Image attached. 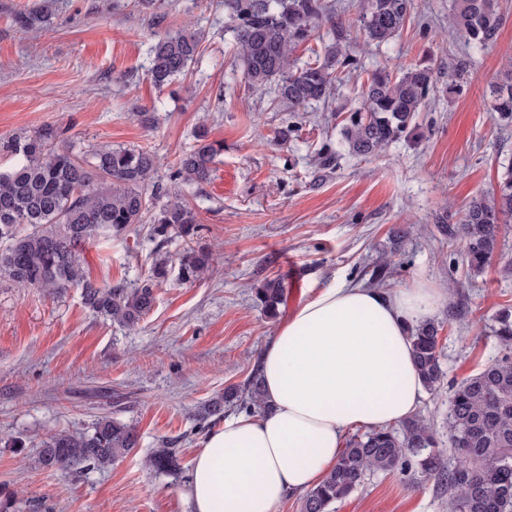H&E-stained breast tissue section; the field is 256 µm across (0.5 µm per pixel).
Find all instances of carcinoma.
Listing matches in <instances>:
<instances>
[{"instance_id":"1","label":"carcinoma","mask_w":512,"mask_h":512,"mask_svg":"<svg viewBox=\"0 0 512 512\" xmlns=\"http://www.w3.org/2000/svg\"><path fill=\"white\" fill-rule=\"evenodd\" d=\"M415 8L414 0H358L359 21L367 42L385 43L401 33ZM233 22L236 45L249 84L274 87L275 100L299 109L329 101L334 85L358 69L347 53L346 22L328 0H224ZM323 49L299 66L295 49L308 42L321 22ZM503 25L499 0H452L448 27L469 44L485 48L496 42ZM193 33H167L151 47V82L159 89L184 75L199 55ZM433 91L430 68L407 66L397 74L375 70L361 84L362 105L342 128L349 154L366 159L388 144L407 137L417 112ZM498 120L512 122V60L483 97ZM66 131L45 125L30 135L0 144L14 158L0 169V281L60 294L81 290L93 313L126 328L137 325L153 308L155 288L172 269L167 255L157 258L150 273L134 288L99 286L87 277L83 247L97 240L122 237L133 226L151 224L150 237L163 240L174 232L191 242L199 231L198 215L182 188L207 182L224 153V143L209 139L203 127L195 145L178 155L170 167L171 185L159 187L162 160L151 147L99 146L78 153L65 143ZM512 219V166L500 177L492 196H480L466 207L456 224L438 218V230L457 246L467 275L485 272L500 255L502 225ZM397 250L374 266L370 281L382 286L401 262ZM213 254L188 247L180 258L185 280H200L212 271ZM268 319L280 314L287 286L278 276L254 287ZM440 325L433 320L409 330L413 362L424 389L439 391L447 377L439 350ZM490 332L502 356L468 376L452 392L448 406V438L463 450L446 468L435 451L428 423L418 416L402 422L400 431L372 428L348 438L329 475L303 498L302 512H334V505L353 494L378 473L417 467L446 481L453 490L448 512H512V309L504 306L492 317ZM258 371L243 386H230L224 397L210 401L204 417L224 416V408L261 410ZM138 445L136 425L102 416L91 429L60 431L43 443L33 464L61 472L104 469ZM146 465L156 472L180 471L176 451L156 449Z\"/></svg>"}]
</instances>
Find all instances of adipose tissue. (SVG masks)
<instances>
[{
	"instance_id": "adipose-tissue-1",
	"label": "adipose tissue",
	"mask_w": 512,
	"mask_h": 512,
	"mask_svg": "<svg viewBox=\"0 0 512 512\" xmlns=\"http://www.w3.org/2000/svg\"><path fill=\"white\" fill-rule=\"evenodd\" d=\"M436 290L343 282L297 307L264 345V411L225 419L191 465V512H273L331 471L348 430L401 423L421 403L407 328L430 319Z\"/></svg>"
}]
</instances>
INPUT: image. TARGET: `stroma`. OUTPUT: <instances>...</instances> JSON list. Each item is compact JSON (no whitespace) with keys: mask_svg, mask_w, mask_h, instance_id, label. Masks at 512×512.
Listing matches in <instances>:
<instances>
[{"mask_svg":"<svg viewBox=\"0 0 512 512\" xmlns=\"http://www.w3.org/2000/svg\"><path fill=\"white\" fill-rule=\"evenodd\" d=\"M334 2L365 71L420 63L433 75L431 101L409 136L364 160L341 145L344 120L361 104L356 83L338 86L325 106L274 105L271 89H252L244 77L224 0H0L1 142L52 124L66 128L76 148L149 146L168 166L193 145L199 124L224 143L210 181L184 190L199 206L195 243L213 253V270L189 281L171 273L137 327L92 314L76 288L51 295L0 285V501L12 500L10 512H188L191 463L216 426L202 420L203 408L246 382L278 327L256 305L253 285L283 277L280 315L288 317L319 289L367 284L398 225L409 234L390 288L418 281L443 296L434 319L447 379L416 414L431 425L442 461H456L448 400L452 386L502 354L488 325L512 306V277L501 273L512 258V221L502 229V259L471 280L436 219L458 221L512 164V123L495 121L482 99L512 53V0H502L503 25L482 51L449 33L452 0H416L400 35L378 46L361 33L356 0ZM35 7L45 13L40 30L14 24L16 12ZM182 30L199 37L201 54L156 89L150 47ZM144 110L157 114L154 126L137 120ZM282 126L284 142L276 137ZM328 149L336 165L323 172L317 156ZM186 248L176 235L157 246L143 228L87 244L84 267L98 284L131 287L158 252L177 258ZM456 307L463 320L450 318ZM104 415L135 424L138 448L104 470L32 465L50 434ZM166 440L177 448L175 476L145 464ZM449 497L412 469L371 476L335 512H448Z\"/></svg>","mask_w":512,"mask_h":512,"instance_id":"35a3bbf8","label":"stroma"}]
</instances>
